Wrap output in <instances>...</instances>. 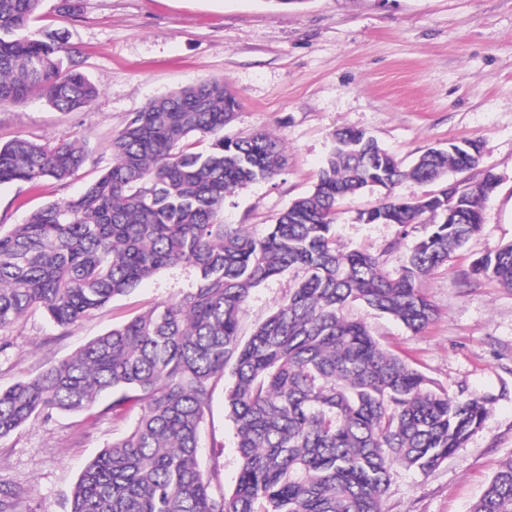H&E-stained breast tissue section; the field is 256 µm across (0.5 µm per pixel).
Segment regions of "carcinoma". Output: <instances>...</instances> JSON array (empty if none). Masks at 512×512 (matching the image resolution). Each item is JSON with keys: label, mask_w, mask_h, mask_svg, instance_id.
<instances>
[{"label": "carcinoma", "mask_w": 512, "mask_h": 512, "mask_svg": "<svg viewBox=\"0 0 512 512\" xmlns=\"http://www.w3.org/2000/svg\"><path fill=\"white\" fill-rule=\"evenodd\" d=\"M43 0H0V106L39 96L62 112L91 103L98 87L68 57L62 33L28 32ZM238 101L205 79L128 115L112 140V166L80 195L48 201L0 231V352L33 309L67 329L163 268L186 265L197 283L94 337L39 376L0 388V439L29 420L95 408L121 432L82 470L69 512H383L391 466L428 473L484 421L488 398L432 388L386 351L356 303L417 333L436 316L423 282L483 224L496 187L490 170L471 184L476 142L429 148L408 170L351 128L334 145L313 190L262 235L219 220L237 188L282 174L279 137L224 135ZM208 147L189 150L186 141ZM82 140L51 145L17 138L0 145V185L64 181L85 163ZM446 184L418 199L395 196L403 178ZM457 183L448 207V184ZM379 190L360 220L408 227L440 218L408 248L396 276L380 259L336 249L340 200ZM290 276L288 294L248 338L240 322L252 288ZM486 278L512 288V243L475 258L462 284ZM236 428L234 488L215 493L217 471L201 468V425L215 386ZM27 490L0 483V512H29ZM471 512H512V461Z\"/></svg>", "instance_id": "cac0c4a2"}]
</instances>
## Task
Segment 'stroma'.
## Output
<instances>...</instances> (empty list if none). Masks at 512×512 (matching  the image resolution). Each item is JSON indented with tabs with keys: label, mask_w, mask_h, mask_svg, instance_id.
I'll list each match as a JSON object with an SVG mask.
<instances>
[{
	"label": "stroma",
	"mask_w": 512,
	"mask_h": 512,
	"mask_svg": "<svg viewBox=\"0 0 512 512\" xmlns=\"http://www.w3.org/2000/svg\"><path fill=\"white\" fill-rule=\"evenodd\" d=\"M58 0H43L31 31L63 32L80 71L99 88L75 112L46 99L0 107V144L23 136L58 144L83 139V168L64 182L0 185V229L9 230L51 200L79 194L112 163L111 141L130 113L151 100L204 79L224 80L240 107L228 134L264 129L284 140L288 166L278 177L235 190L221 214L227 224L264 233L295 199L309 194L336 130L373 136L404 164L452 139L481 147L478 169L499 179L483 203L484 223L462 249L425 280L437 316L422 332L360 305L379 344L448 394L489 397L482 426L465 447L426 474L394 465L384 512H470L512 459V288L482 279L462 288L472 261L512 242V0H81L63 17ZM368 194L340 203L339 250L381 257L389 274L406 259L425 222L401 234L393 224H366ZM196 283L193 268L163 269L132 292L63 331L33 311L12 328L14 345L0 355V387L34 377L112 325L157 304L175 301ZM288 293L274 277L250 292L243 335L267 318ZM112 439V420L88 413L36 417L0 440V481L24 487L31 512H66L85 466ZM199 462L217 468L213 491L231 490L238 476L235 429L216 386L201 431Z\"/></svg>",
	"instance_id": "1"
}]
</instances>
